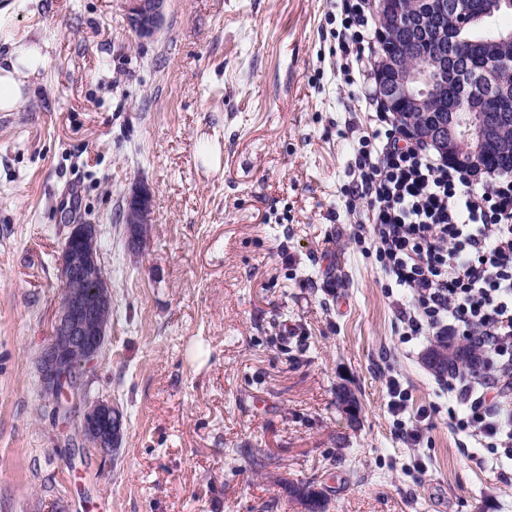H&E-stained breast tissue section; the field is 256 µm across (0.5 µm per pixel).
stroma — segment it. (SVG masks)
<instances>
[{"label":"stroma","instance_id":"1","mask_svg":"<svg viewBox=\"0 0 512 512\" xmlns=\"http://www.w3.org/2000/svg\"><path fill=\"white\" fill-rule=\"evenodd\" d=\"M329 0H169L136 37L122 0H0V57L46 62L0 112V512H512V470L459 432L395 325L363 213H348L356 88L321 53ZM154 192L141 256L120 212ZM112 289L90 396L124 414L116 455L54 417L39 354L61 300L70 208ZM437 408L416 445L396 434ZM358 398L343 409L336 388ZM288 494L301 501L308 512H326L328 498L323 489H316L311 482L290 484Z\"/></svg>","mask_w":512,"mask_h":512}]
</instances>
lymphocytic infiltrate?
<instances>
[{"label":"lymphocytic infiltrate","instance_id":"lymphocytic-infiltrate-1","mask_svg":"<svg viewBox=\"0 0 512 512\" xmlns=\"http://www.w3.org/2000/svg\"><path fill=\"white\" fill-rule=\"evenodd\" d=\"M330 48L346 84L357 86L368 125L354 146L348 212L365 204L385 276L408 299L396 313L409 336H465L488 368L448 384L470 428L512 461V175L475 186L470 172L404 135L371 80L374 18L368 0H336Z\"/></svg>","mask_w":512,"mask_h":512}]
</instances>
